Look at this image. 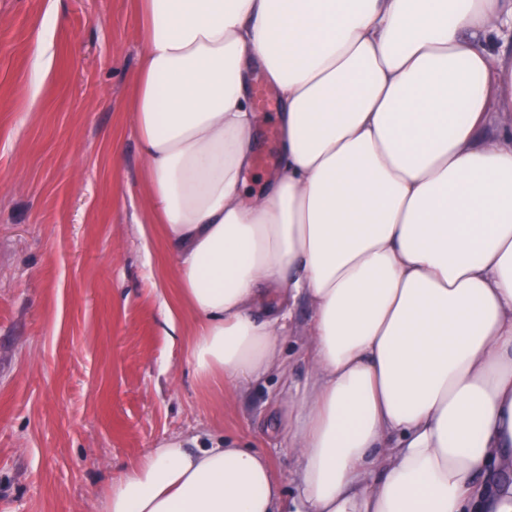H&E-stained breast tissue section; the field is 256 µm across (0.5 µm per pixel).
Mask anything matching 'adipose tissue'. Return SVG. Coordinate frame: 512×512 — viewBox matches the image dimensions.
Listing matches in <instances>:
<instances>
[{"label": "adipose tissue", "mask_w": 512, "mask_h": 512, "mask_svg": "<svg viewBox=\"0 0 512 512\" xmlns=\"http://www.w3.org/2000/svg\"><path fill=\"white\" fill-rule=\"evenodd\" d=\"M148 221L197 379L310 375L278 423L300 512H512V0H137ZM277 93L281 164L248 187ZM266 456L163 440L97 512H279Z\"/></svg>", "instance_id": "1"}]
</instances>
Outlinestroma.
Masks as SVG:
<instances>
[{
	"instance_id": "35a3bbf8",
	"label": "stroma",
	"mask_w": 512,
	"mask_h": 512,
	"mask_svg": "<svg viewBox=\"0 0 512 512\" xmlns=\"http://www.w3.org/2000/svg\"><path fill=\"white\" fill-rule=\"evenodd\" d=\"M48 34L53 71L23 90ZM142 42L136 0H0V512H96L147 448L201 434L273 464L297 512L296 453L274 404L310 366L297 303L284 372L240 389L198 382L162 233L144 240L145 164L130 105Z\"/></svg>"
}]
</instances>
